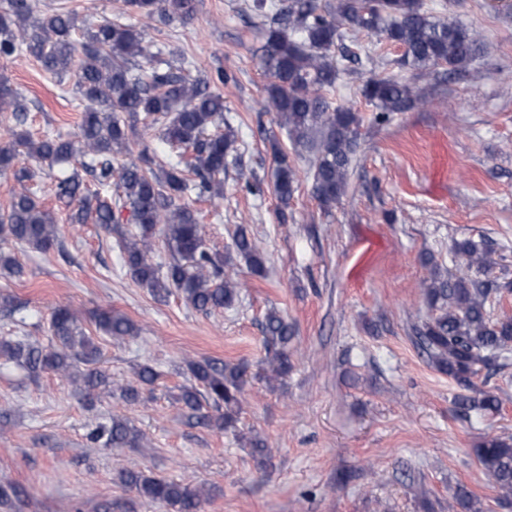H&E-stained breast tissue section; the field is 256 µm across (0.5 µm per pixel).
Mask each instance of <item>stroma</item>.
<instances>
[{
	"instance_id": "stroma-1",
	"label": "stroma",
	"mask_w": 512,
	"mask_h": 512,
	"mask_svg": "<svg viewBox=\"0 0 512 512\" xmlns=\"http://www.w3.org/2000/svg\"><path fill=\"white\" fill-rule=\"evenodd\" d=\"M444 2L445 17L476 30L484 55L458 74L419 82L423 107L376 123L355 89L359 76L398 73L400 50L374 35L348 40L337 103L361 117V148L347 194L330 210L311 197L310 162L293 151L266 97L260 18L251 0H200L188 22L151 26L152 50L185 53L191 77L229 73L221 84L224 117L237 133V157L224 174L220 203L194 202L209 247L224 251L237 225H249L265 255V273L243 260L225 274L243 281L241 302L203 313L177 294L155 296L127 276L118 224L71 227L65 210L44 196L61 219L62 246L14 253L23 279L0 278V336L47 344L52 309L69 306L100 349L97 369L133 379L138 366L160 373L140 399H105L87 407L69 380L31 378L0 359V485L21 487L20 512H131L132 492L117 473L142 468L205 486L199 512H449L457 487L473 491L484 512L499 506L474 450L486 436L512 438V356L501 371L482 370L477 388L494 393L498 412L466 420L455 405L462 389L432 367L412 336L429 310L422 289L430 269L422 253L449 266L452 240L485 239L503 260L496 274L512 282V6L504 0ZM68 5L89 24L115 17L122 0H36L41 13ZM0 73L30 102L28 129L65 138L79 131L85 103L73 77L56 78L32 59H0ZM299 174L287 211L272 189V142ZM262 191H241L244 181ZM277 308L296 329L293 368L275 387L256 372L268 356L261 321ZM105 310L131 319L136 337L98 334ZM248 361L251 378L235 428L191 425L175 397L190 360ZM126 418L140 431L136 448H98L86 439L95 422ZM261 435L273 450L262 470L241 436ZM349 474L340 483V474Z\"/></svg>"
}]
</instances>
